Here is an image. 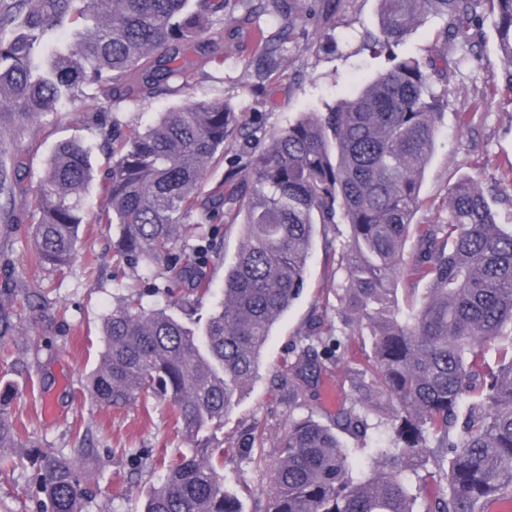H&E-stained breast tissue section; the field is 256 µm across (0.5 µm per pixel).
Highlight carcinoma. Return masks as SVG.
<instances>
[{
  "instance_id": "carcinoma-1",
  "label": "carcinoma",
  "mask_w": 512,
  "mask_h": 512,
  "mask_svg": "<svg viewBox=\"0 0 512 512\" xmlns=\"http://www.w3.org/2000/svg\"><path fill=\"white\" fill-rule=\"evenodd\" d=\"M336 0H0V212L18 197L38 215L35 261L62 271L78 261L84 224L119 230L115 269L163 266L171 284L186 288L178 307L145 309L129 296L104 323L105 348L91 383L101 406L123 408L154 395L172 401L181 428L195 438L220 427L224 413L257 377L271 329L303 288L316 225L346 224L350 240L339 252L344 279L336 296L344 324L368 330V362L392 411L393 446L377 448L368 469L351 449L312 419L292 420L272 463L266 512H485L492 497L512 495V345L496 367L486 345L512 330V229L497 221L491 198L468 177L448 184L446 212L428 224L416 215L420 186L436 148L448 92L435 90L443 71L433 57L397 53L428 17L444 20L448 46L471 49L492 19L499 67L481 99L455 113L469 126L485 99L512 93V0H378V33L369 48L389 67L325 112H306L273 133L241 169L205 189L207 170L224 158V142L238 127L225 103L188 101L161 112L145 130L132 129L111 146L108 197L87 207L92 146L60 143L36 191L21 187L26 168L18 142L29 123L65 106L93 119L113 99L91 89L154 94L169 88L181 59L207 39L223 42L214 18L229 11L245 22L261 13L280 24L263 37L255 74L258 90L282 63L281 47L296 31L327 15ZM241 8L244 15L232 16ZM80 23L63 51L38 50L66 19ZM241 224L244 237L224 275V299L206 318L196 302L209 290L205 256L214 239L207 226ZM416 256L405 258L410 232ZM427 280L418 307L398 304L396 282ZM14 290L0 289V344L15 333ZM318 319L309 336L340 349L350 339ZM319 362L310 345L288 368L293 397ZM366 371L346 378L371 399ZM473 399L463 422V398ZM342 428L365 433L367 417L351 407ZM19 429L0 407V470L18 466L9 449ZM88 448L67 456L36 450L37 512H89L76 472ZM443 454L445 490L424 497L426 459ZM143 512H243L224 490L214 449L199 445L171 466L147 496Z\"/></svg>"
}]
</instances>
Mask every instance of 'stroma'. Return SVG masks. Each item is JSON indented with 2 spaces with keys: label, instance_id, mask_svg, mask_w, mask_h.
I'll use <instances>...</instances> for the list:
<instances>
[{
  "label": "stroma",
  "instance_id": "35a3bbf8",
  "mask_svg": "<svg viewBox=\"0 0 512 512\" xmlns=\"http://www.w3.org/2000/svg\"><path fill=\"white\" fill-rule=\"evenodd\" d=\"M377 0H342L336 14L308 26L306 36L285 46L287 63L273 73L262 93H254L253 61L261 55L262 33L278 28L264 14L249 24L224 25L223 62L204 51L191 52L185 68L171 81L169 92L121 99L113 114L122 129L144 128L159 112L190 99L228 103L256 139L233 138L224 144L225 160L247 161L269 134L285 127L303 112H322L384 71L385 58L365 49L367 33L378 29ZM443 20L431 17L407 39L402 51L414 57H448L455 64L437 89L448 90V107L421 188L424 206L418 221L436 219L446 198L450 178L467 176L497 186L498 220L512 225V182L505 178L512 162V96L502 93L486 100L469 128L456 124L455 114L482 96L492 67L498 66L492 38L473 48L468 58L438 41ZM72 140L93 147L94 181L87 205L106 202V177L111 152L101 146L99 126L77 109L45 113L23 142L28 168L27 188H36L46 162L58 143ZM36 222L24 205L0 218V288L14 289L16 332L7 341V358H0V395L20 428L15 455L22 466L0 473V512H35L36 449L69 454L79 442L94 448L78 476L81 487L107 512H143L145 497L159 484L168 465L194 451L191 438L174 423L169 400L142 396L120 408L92 402L87 382L103 348L102 323L126 297H139L148 309H175L180 290H166L164 279L141 270H127L122 282L112 279L115 228L87 224L82 228L84 262L59 273L36 265L31 257ZM241 225H224L206 258L211 290L198 305L208 315L224 293V274L240 247ZM329 255L324 235L316 233L307 265L305 285L271 329L259 374L247 392L224 416V427L207 434L210 447L222 458L224 487L238 497L243 512H264L271 484L269 464L277 457L289 418H312L332 426L340 408L356 400L345 378L353 363L366 364L360 345L340 356L336 368L311 382L305 397L288 393V367L305 346L315 317L342 326L334 289L342 281ZM260 444H251L252 435Z\"/></svg>",
  "mask_w": 512,
  "mask_h": 512
}]
</instances>
